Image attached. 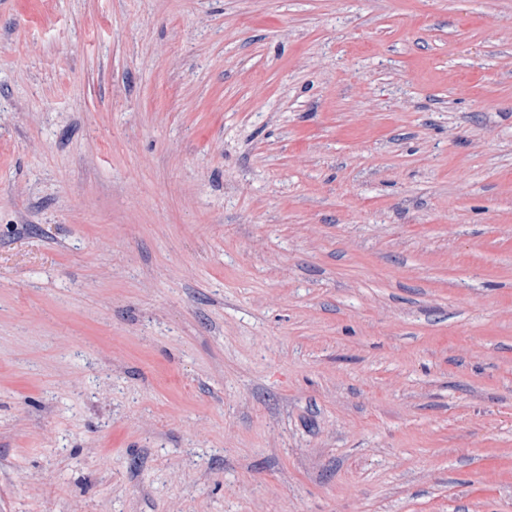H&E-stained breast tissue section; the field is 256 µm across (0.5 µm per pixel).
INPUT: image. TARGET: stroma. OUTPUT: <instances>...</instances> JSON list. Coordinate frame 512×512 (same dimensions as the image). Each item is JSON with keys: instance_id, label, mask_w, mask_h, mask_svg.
<instances>
[{"instance_id": "stroma-1", "label": "stroma", "mask_w": 512, "mask_h": 512, "mask_svg": "<svg viewBox=\"0 0 512 512\" xmlns=\"http://www.w3.org/2000/svg\"><path fill=\"white\" fill-rule=\"evenodd\" d=\"M0 512H512V0H0Z\"/></svg>"}]
</instances>
